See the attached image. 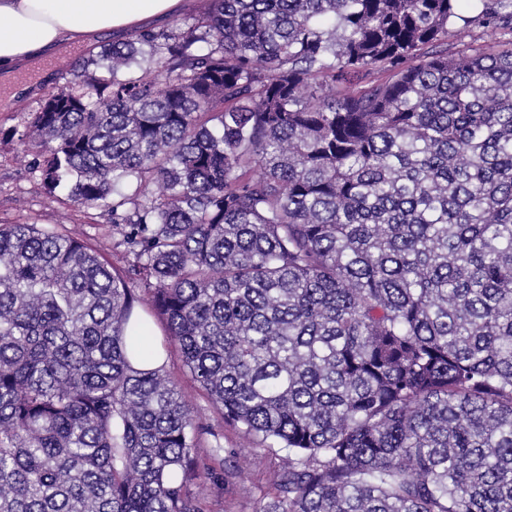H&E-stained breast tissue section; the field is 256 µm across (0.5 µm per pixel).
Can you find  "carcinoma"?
<instances>
[{
    "label": "carcinoma",
    "instance_id": "1",
    "mask_svg": "<svg viewBox=\"0 0 512 512\" xmlns=\"http://www.w3.org/2000/svg\"><path fill=\"white\" fill-rule=\"evenodd\" d=\"M466 2L205 0L64 66L20 141L134 261L0 225V512H204L152 315L285 453L257 512H512V0Z\"/></svg>",
    "mask_w": 512,
    "mask_h": 512
}]
</instances>
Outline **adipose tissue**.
Segmentation results:
<instances>
[{
	"label": "adipose tissue",
	"mask_w": 512,
	"mask_h": 512,
	"mask_svg": "<svg viewBox=\"0 0 512 512\" xmlns=\"http://www.w3.org/2000/svg\"><path fill=\"white\" fill-rule=\"evenodd\" d=\"M185 0H0V88H19L25 65L47 50L125 32L150 18L180 13Z\"/></svg>",
	"instance_id": "obj_1"
}]
</instances>
